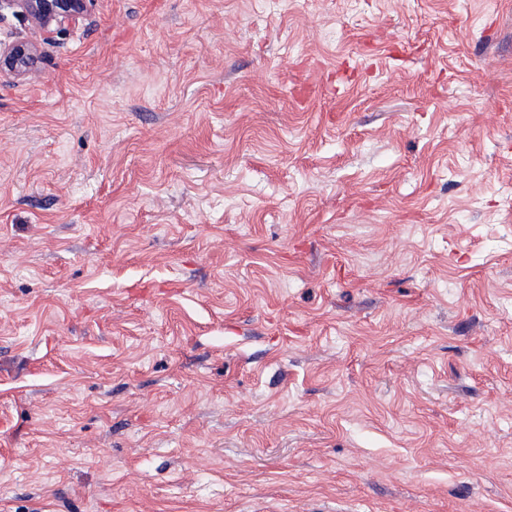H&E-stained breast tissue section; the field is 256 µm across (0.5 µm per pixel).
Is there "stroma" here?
<instances>
[{
  "mask_svg": "<svg viewBox=\"0 0 512 512\" xmlns=\"http://www.w3.org/2000/svg\"><path fill=\"white\" fill-rule=\"evenodd\" d=\"M0 512H512V0L0 6ZM21 9L32 24L41 29L76 22L83 15L86 0H6ZM37 57L35 46L27 41H16L0 48V71L7 70L17 77H25L34 70Z\"/></svg>",
  "mask_w": 512,
  "mask_h": 512,
  "instance_id": "1",
  "label": "stroma"
}]
</instances>
